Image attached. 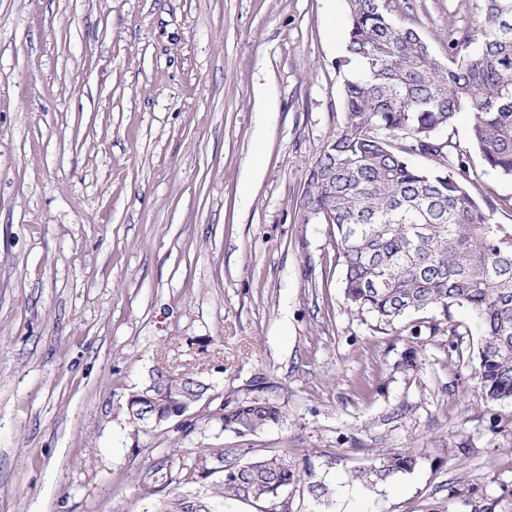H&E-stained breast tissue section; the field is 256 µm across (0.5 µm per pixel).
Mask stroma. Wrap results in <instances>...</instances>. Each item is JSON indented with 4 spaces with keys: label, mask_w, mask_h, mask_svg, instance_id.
Wrapping results in <instances>:
<instances>
[{
    "label": "stroma",
    "mask_w": 512,
    "mask_h": 512,
    "mask_svg": "<svg viewBox=\"0 0 512 512\" xmlns=\"http://www.w3.org/2000/svg\"><path fill=\"white\" fill-rule=\"evenodd\" d=\"M474 2L391 0L440 60ZM346 11L0 0V512H149L162 450L211 446L287 452L281 512H512V401L475 385L470 314L350 309L329 225L301 221ZM469 190L512 224V179L478 164ZM161 366L211 385L190 437L129 419ZM259 377L279 426L209 423ZM402 448L413 471L349 482Z\"/></svg>",
    "instance_id": "stroma-1"
}]
</instances>
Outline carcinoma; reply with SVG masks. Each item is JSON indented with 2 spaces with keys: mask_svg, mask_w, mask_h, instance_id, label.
<instances>
[{
  "mask_svg": "<svg viewBox=\"0 0 512 512\" xmlns=\"http://www.w3.org/2000/svg\"><path fill=\"white\" fill-rule=\"evenodd\" d=\"M347 41L336 58L345 75L343 121L309 168L303 206L329 217L348 305L392 324L428 308L448 318L464 307L479 329L476 378L489 402L512 400V225L467 188L470 161H452L440 138L457 114H472L470 138L484 165L512 179V0H476L471 26L448 39L447 63L420 31L394 22L387 0H347ZM414 153L447 161L413 165ZM150 410L194 403L207 383L187 373L152 370ZM283 407L258 394L238 395L209 419L224 433L258 435L280 424ZM247 448H197L182 457V484L212 480L203 497L161 499L157 512H211L232 502L277 499L301 481L286 452L247 457ZM220 458L224 471H209ZM417 465L408 449L381 453L351 480L387 483Z\"/></svg>",
  "mask_w": 512,
  "mask_h": 512,
  "instance_id": "1",
  "label": "carcinoma"
}]
</instances>
